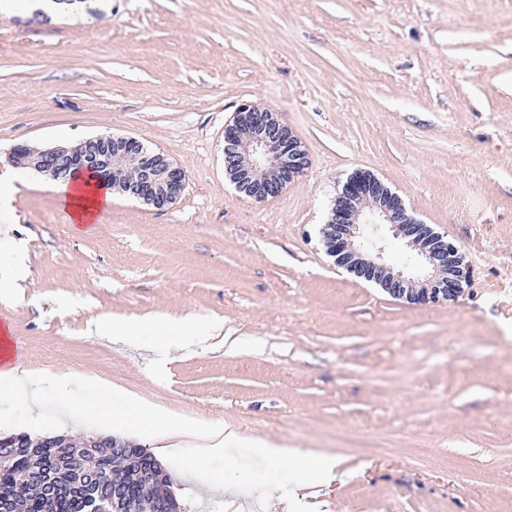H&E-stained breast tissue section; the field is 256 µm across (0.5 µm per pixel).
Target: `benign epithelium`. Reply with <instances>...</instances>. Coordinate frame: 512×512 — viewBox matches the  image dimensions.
Returning a JSON list of instances; mask_svg holds the SVG:
<instances>
[{"label": "benign epithelium", "instance_id": "1", "mask_svg": "<svg viewBox=\"0 0 512 512\" xmlns=\"http://www.w3.org/2000/svg\"><path fill=\"white\" fill-rule=\"evenodd\" d=\"M10 163L49 176L53 180L77 172H92L112 188L155 209L173 204L185 186L183 170L160 153H147L134 137L111 134L88 138L74 146H57L36 151L25 144L15 146ZM302 142L275 115L249 103L240 104L232 122L224 126V170L236 188L255 200L279 196L288 183L308 166ZM388 224L394 235L407 240L418 251L422 272L406 276L383 259L384 247L371 242L372 253L357 244L360 226ZM336 263L359 276L377 282L389 294L414 303L453 299L469 277L458 247L408 214L401 197L382 189V183L349 179L321 229ZM56 437L37 442L9 436L0 440V457L41 448H55ZM114 512H125L129 490L112 486L108 496ZM147 512H179L172 498H156L146 504Z\"/></svg>", "mask_w": 512, "mask_h": 512}]
</instances>
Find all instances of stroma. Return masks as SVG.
Returning a JSON list of instances; mask_svg holds the SVG:
<instances>
[{"mask_svg": "<svg viewBox=\"0 0 512 512\" xmlns=\"http://www.w3.org/2000/svg\"><path fill=\"white\" fill-rule=\"evenodd\" d=\"M85 21L0 9V171L19 143L131 136L185 173L157 210L113 193L72 224L31 172L0 214L26 258L0 292L39 410L0 402V435L104 433L81 408L133 401L334 457L288 479L225 449L163 459L181 512H237L221 483L300 495L295 512H512V0H109ZM275 112L309 166L257 202L224 174L243 102ZM357 171L460 250L470 277L414 304L338 267L320 237ZM186 315L132 347L98 334ZM68 367L82 385L58 398Z\"/></svg>", "mask_w": 512, "mask_h": 512, "instance_id": "obj_1", "label": "stroma"}]
</instances>
